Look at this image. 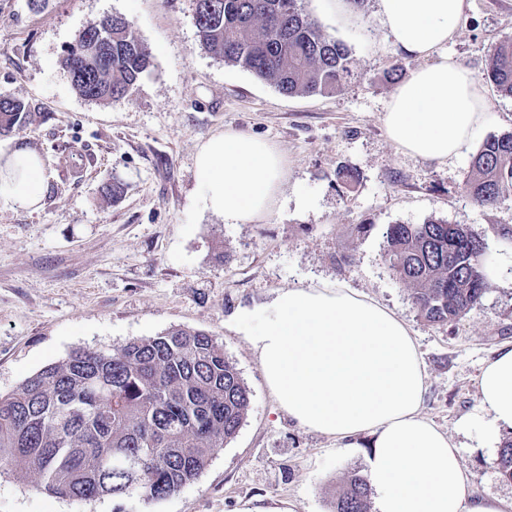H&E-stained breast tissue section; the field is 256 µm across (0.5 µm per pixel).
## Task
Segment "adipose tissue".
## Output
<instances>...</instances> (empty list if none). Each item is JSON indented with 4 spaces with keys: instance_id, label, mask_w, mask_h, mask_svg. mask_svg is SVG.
Masks as SVG:
<instances>
[{
    "instance_id": "obj_1",
    "label": "adipose tissue",
    "mask_w": 512,
    "mask_h": 512,
    "mask_svg": "<svg viewBox=\"0 0 512 512\" xmlns=\"http://www.w3.org/2000/svg\"><path fill=\"white\" fill-rule=\"evenodd\" d=\"M381 18L401 52L427 63L388 103L383 126L402 152L443 162L467 151L488 112L474 75L448 53L468 0H380ZM23 165L0 172V203L32 207L43 190L37 156L0 145ZM271 142L234 129L212 136L196 155L195 191L206 210L232 224L267 216L286 177ZM240 322L267 389L303 429L347 441L372 435L369 479L378 512H512L478 496L447 433L426 419L424 365L406 322L345 285L281 290ZM479 408L496 433H512V345L486 360Z\"/></svg>"
}]
</instances>
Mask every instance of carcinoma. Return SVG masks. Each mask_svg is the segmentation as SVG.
Masks as SVG:
<instances>
[{
	"label": "carcinoma",
	"instance_id": "obj_1",
	"mask_svg": "<svg viewBox=\"0 0 512 512\" xmlns=\"http://www.w3.org/2000/svg\"><path fill=\"white\" fill-rule=\"evenodd\" d=\"M299 2L194 0L193 20L202 46L224 63L288 96L331 94L351 74L350 50L323 34ZM108 27L107 63L86 62L85 34ZM489 59L485 79L512 98V39L496 43ZM61 67L81 96L109 103L150 73L151 56L132 22L112 15L77 34ZM34 116L0 94V136ZM463 188L482 207L512 194L511 133L483 143ZM386 240L389 268L425 321L456 322L485 295L483 241L468 227L436 218L391 224ZM249 405L250 390L223 344L202 331L175 328L113 350H76L0 394V473L35 472L36 488L61 498L163 499L198 478L213 451L237 434ZM497 469L512 482V437L499 448ZM370 495L367 480L352 472L335 512H369Z\"/></svg>",
	"mask_w": 512,
	"mask_h": 512
}]
</instances>
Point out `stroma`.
Listing matches in <instances>:
<instances>
[{
  "label": "stroma",
  "mask_w": 512,
  "mask_h": 512,
  "mask_svg": "<svg viewBox=\"0 0 512 512\" xmlns=\"http://www.w3.org/2000/svg\"><path fill=\"white\" fill-rule=\"evenodd\" d=\"M301 8L351 51L352 73L335 93L290 97L214 57L193 0H44L37 11L0 0V93L35 111L18 139L50 160L33 207L0 204V394L75 349L175 327L217 338L251 392L236 436L169 497L63 499L17 472L0 476V512H244L257 500L333 512L347 475L368 472L370 435L344 448L288 418L238 326L241 311L318 282L347 284L407 323L426 374L423 415L456 443L477 493L512 501L476 385L485 361L512 344V252L502 248L512 198L478 206L463 190L471 155L425 161L387 138L390 98L423 61L396 51L379 0H363L347 24L322 0ZM112 14L132 21L152 67L129 96L98 103L72 88L59 60L78 31ZM507 38L512 0H470L450 51L479 77L489 48ZM227 128L275 143L288 164L273 213L250 224L225 223L194 196L196 152ZM344 167L357 183H342ZM113 179L124 185L116 198L103 192ZM431 217L467 225L501 256L480 304L444 327L421 318L386 261L388 225Z\"/></svg>",
  "instance_id": "stroma-1"
}]
</instances>
